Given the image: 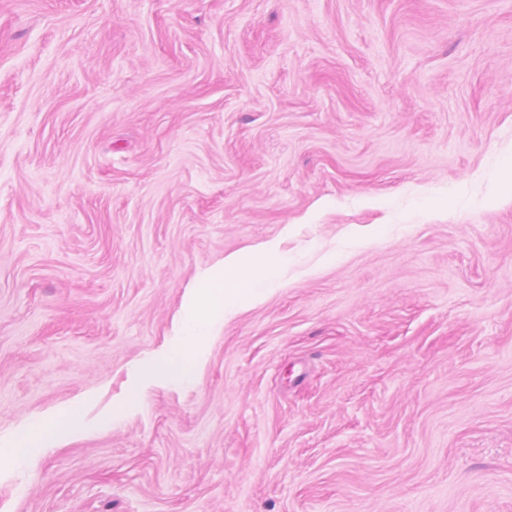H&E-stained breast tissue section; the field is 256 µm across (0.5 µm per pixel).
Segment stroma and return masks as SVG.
Instances as JSON below:
<instances>
[{
  "label": "stroma",
  "mask_w": 512,
  "mask_h": 512,
  "mask_svg": "<svg viewBox=\"0 0 512 512\" xmlns=\"http://www.w3.org/2000/svg\"><path fill=\"white\" fill-rule=\"evenodd\" d=\"M512 0H0V512H512ZM283 284L121 404L194 276ZM77 400L63 410L26 423L16 436V447L9 453H0V472L14 471L30 462L35 450L46 451L61 442L75 439L87 432L84 404Z\"/></svg>",
  "instance_id": "1"
}]
</instances>
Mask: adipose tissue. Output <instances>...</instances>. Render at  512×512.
<instances>
[{"mask_svg":"<svg viewBox=\"0 0 512 512\" xmlns=\"http://www.w3.org/2000/svg\"><path fill=\"white\" fill-rule=\"evenodd\" d=\"M287 264V256L269 245L245 256L228 257L199 272L182 302L174 340L140 366L139 376L159 381L192 376L225 320L242 306L263 301L279 285ZM86 430L80 400L57 413L33 419L18 431L15 449L0 453V472L20 469L30 462L34 451L57 447Z\"/></svg>","mask_w":512,"mask_h":512,"instance_id":"obj_1","label":"adipose tissue"}]
</instances>
